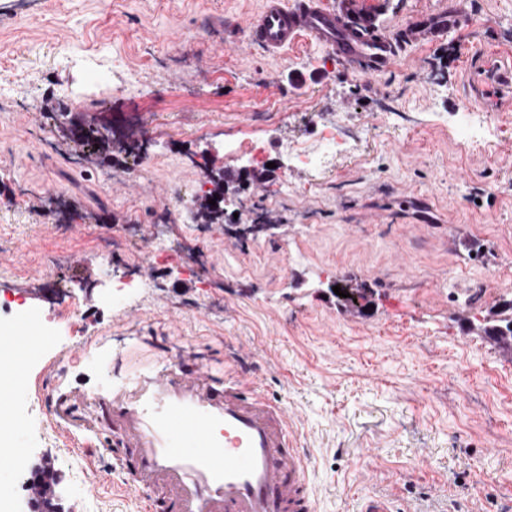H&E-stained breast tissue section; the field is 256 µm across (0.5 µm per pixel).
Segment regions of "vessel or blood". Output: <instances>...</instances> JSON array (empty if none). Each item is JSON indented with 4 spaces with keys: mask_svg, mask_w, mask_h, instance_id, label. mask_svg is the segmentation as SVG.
<instances>
[{
    "mask_svg": "<svg viewBox=\"0 0 512 512\" xmlns=\"http://www.w3.org/2000/svg\"><path fill=\"white\" fill-rule=\"evenodd\" d=\"M464 9L440 8L392 35L363 13L359 0H263L246 23L250 43L267 53L313 38L372 76L391 70L402 47L432 46L458 27ZM40 341L28 321L0 336L11 363L0 365V418H11L28 384L22 359ZM112 419L139 488L163 487V512H316L311 460L298 446L297 418L236 370L216 388L200 367L147 372L112 396Z\"/></svg>",
    "mask_w": 512,
    "mask_h": 512,
    "instance_id": "b4317fda",
    "label": "vessel or blood"
}]
</instances>
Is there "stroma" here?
<instances>
[{
	"label": "stroma",
	"mask_w": 512,
	"mask_h": 512,
	"mask_svg": "<svg viewBox=\"0 0 512 512\" xmlns=\"http://www.w3.org/2000/svg\"><path fill=\"white\" fill-rule=\"evenodd\" d=\"M262 2L0 0V300L37 315L31 379L85 347L43 393L16 395L8 439L27 466L53 459L65 512H140L165 491L132 490L112 454L113 385L184 362L220 384L243 342L239 368L302 421L319 512H360L370 493L394 495L396 512H512V359L468 333L512 318V107L469 101L482 53L512 63V0H468L446 42L371 77L311 38L276 55L250 45ZM453 2L360 6L397 32ZM55 112L136 142L111 159L135 176L101 184ZM329 124L331 160L293 167L288 149ZM251 132L272 164L263 187L232 195L202 234L173 225L158 262L150 212L249 165L222 145ZM237 217L257 231L235 236ZM122 271L144 293L106 301ZM341 283L364 292L357 320ZM68 405L94 428L106 490L55 427Z\"/></svg>",
	"instance_id": "1"
}]
</instances>
